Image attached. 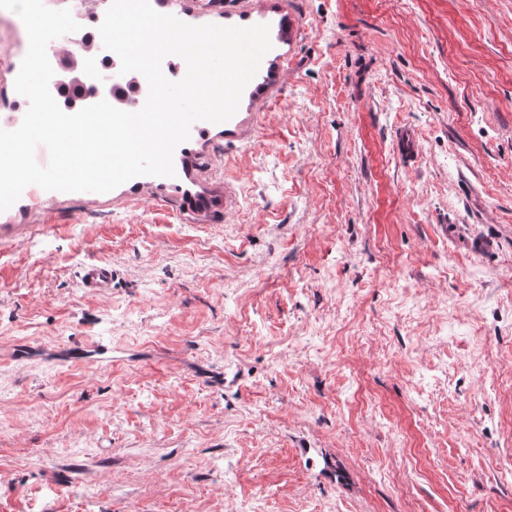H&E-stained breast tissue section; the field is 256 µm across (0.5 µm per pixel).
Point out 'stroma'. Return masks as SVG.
<instances>
[{
  "label": "stroma",
  "instance_id": "1",
  "mask_svg": "<svg viewBox=\"0 0 512 512\" xmlns=\"http://www.w3.org/2000/svg\"><path fill=\"white\" fill-rule=\"evenodd\" d=\"M222 2L155 9L269 26L232 123L0 212V512H512V0ZM111 279V272L108 265L99 263L88 265L82 277V282L87 290L105 288Z\"/></svg>",
  "mask_w": 512,
  "mask_h": 512
}]
</instances>
